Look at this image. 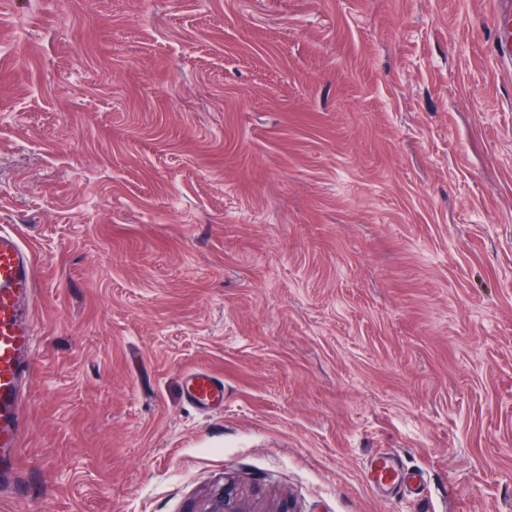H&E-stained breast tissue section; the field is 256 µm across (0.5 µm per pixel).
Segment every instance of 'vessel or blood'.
<instances>
[{
    "label": "vessel or blood",
    "mask_w": 512,
    "mask_h": 512,
    "mask_svg": "<svg viewBox=\"0 0 512 512\" xmlns=\"http://www.w3.org/2000/svg\"><path fill=\"white\" fill-rule=\"evenodd\" d=\"M495 52L512 60V0H498L493 15ZM37 267L33 252L20 236L0 229V487L22 482L25 434L24 405L35 343ZM186 397L191 406L214 411L224 405V381L200 370L189 374ZM371 485L397 490L421 484L420 476L405 478L390 457L369 467Z\"/></svg>",
    "instance_id": "1"
}]
</instances>
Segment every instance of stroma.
I'll list each match as a JSON object with an SVG mask.
<instances>
[{"instance_id": "1", "label": "stroma", "mask_w": 512, "mask_h": 512, "mask_svg": "<svg viewBox=\"0 0 512 512\" xmlns=\"http://www.w3.org/2000/svg\"><path fill=\"white\" fill-rule=\"evenodd\" d=\"M494 4L0 0L39 331L0 512H193L228 479L252 512H512ZM384 454L421 493L371 487ZM185 393L189 404L198 410L214 411L224 407V380L211 371L190 373Z\"/></svg>"}]
</instances>
